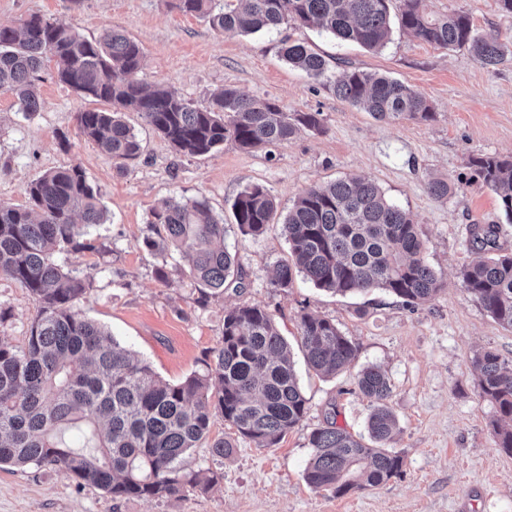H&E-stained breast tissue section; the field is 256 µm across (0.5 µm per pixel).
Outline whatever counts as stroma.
Segmentation results:
<instances>
[{
  "label": "stroma",
  "mask_w": 512,
  "mask_h": 512,
  "mask_svg": "<svg viewBox=\"0 0 512 512\" xmlns=\"http://www.w3.org/2000/svg\"><path fill=\"white\" fill-rule=\"evenodd\" d=\"M427 5L437 15L467 14L476 33L495 34L507 52L504 62L490 70L467 50L398 31L377 52L312 28L225 35L169 0H0V26L38 14L88 38L110 28L124 32L143 48L146 88L165 87L203 103L230 86L323 119L321 133L301 134L269 153L228 141L213 153L188 157L129 112L125 119L141 150L120 170L83 134L76 114L91 103L57 80L53 63L40 72V112L23 114L10 93L0 92V203L27 205L31 181L77 165L106 206L105 223L88 230L91 249L58 257L66 269L94 279L77 305L80 313L174 383L204 371L221 339L225 312L245 302L273 314L289 342L297 341L300 317L308 312L333 320L357 349L354 364L330 378L309 372L302 352H295L308 409L274 447H255L215 419L211 437H233L235 447L224 459L223 481L210 488L160 501L115 499L48 467L7 466L0 469V512H512V455L498 446L499 415L481 396L473 365L475 353L485 348L512 357V331L487 313L460 277L476 258L470 225H499L498 244L512 252V223L469 165L473 156L512 157V14L501 10L499 0ZM284 35L329 59L330 74L347 65L410 86L427 99L433 120H378L336 97L324 81L283 59ZM354 175L374 180L388 200L413 214L425 258L445 282L433 299L409 307L381 290L341 296L300 278L288 291L270 288V269L287 257L288 244L276 223L258 237L243 234L232 212L237 194L266 186L283 215L308 186ZM434 178L448 181V199L429 195ZM201 196L223 218L224 244L236 254L247 283L244 292L228 290L204 305L186 256L170 250L162 280L143 245L151 211L161 201ZM0 307L9 312L0 323V342L21 344L37 302L20 284L0 278ZM372 365L391 380L388 404L399 430L390 447L403 458L401 471L344 496L312 488L304 480L309 434L331 412L338 426L364 433L372 404L359 391L357 374Z\"/></svg>",
  "instance_id": "obj_1"
}]
</instances>
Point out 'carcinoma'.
<instances>
[{"instance_id": "carcinoma-1", "label": "carcinoma", "mask_w": 512, "mask_h": 512, "mask_svg": "<svg viewBox=\"0 0 512 512\" xmlns=\"http://www.w3.org/2000/svg\"><path fill=\"white\" fill-rule=\"evenodd\" d=\"M424 0H174L183 13L208 20L224 33L278 32L288 25H315L344 42L377 51L390 40L393 22L414 37L442 48H466L494 69L506 51L493 35L474 32L468 16L431 15ZM398 9L392 14V9ZM58 62L59 82L107 110L79 112L76 120L100 154L123 168L135 159L140 142L124 120L136 112L177 151L194 157L224 142L251 151L282 145L300 132L323 130L319 112H287L276 101L233 87L196 104L176 92L148 91L139 79L144 57L135 40L116 29L88 39L71 27L32 15L20 27L0 26V91L14 94L21 111L41 109L38 72L49 52ZM282 57L320 79L326 59L305 43L285 38ZM339 98L379 120L433 119L425 97L385 75L348 68L327 79ZM469 164L501 199L512 223V159L480 155ZM30 205L0 204V277L19 283L35 298L38 312L19 347L0 344V467H50L114 498L158 500L200 483L183 473V456L209 437L221 418L257 448H271L307 412L288 341L265 308L244 304L224 314L213 363L180 383L161 378L151 365L120 346L104 326L76 309L92 287L59 265L61 252L92 248L86 228L104 223L106 208L97 188L78 166H61L30 182ZM270 190L245 188L232 212L240 230L263 235L276 215ZM151 234L143 244L161 259L157 276L166 277L172 248L192 258L190 274L202 302L226 288L246 285L238 258L224 247V222L205 198L167 200L154 209ZM290 259L276 262L270 285L285 292L296 277L317 288L355 295L384 290L414 307L430 300L444 282L425 261L418 225L402 207L386 199L367 178L341 179L306 188L282 223ZM470 244L480 256L460 271L466 289L503 327L512 329V253H496L499 225L473 224ZM300 343L309 369L330 376L352 365L356 347L336 324L305 313ZM482 396L503 419L512 421V358L492 350L474 356ZM358 387L373 403L367 435H354L328 418L309 435L312 454L305 469L315 489L344 495L375 487L398 474L401 456L388 448L398 425L387 399L390 378L376 366L358 373ZM84 432L83 449L63 440L65 429ZM234 447L219 437L210 444L217 467L206 482L224 477V456Z\"/></svg>"}]
</instances>
